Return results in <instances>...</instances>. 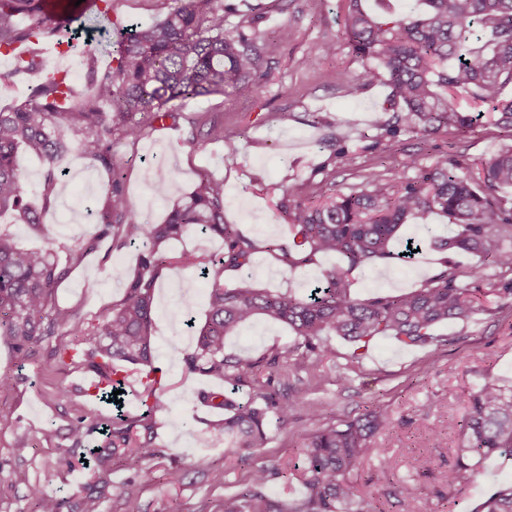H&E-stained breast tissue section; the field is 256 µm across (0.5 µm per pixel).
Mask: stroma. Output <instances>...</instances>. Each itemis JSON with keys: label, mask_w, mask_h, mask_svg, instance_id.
<instances>
[{"label": "stroma", "mask_w": 512, "mask_h": 512, "mask_svg": "<svg viewBox=\"0 0 512 512\" xmlns=\"http://www.w3.org/2000/svg\"><path fill=\"white\" fill-rule=\"evenodd\" d=\"M228 2L233 10L224 18L226 34L245 30L251 19L274 44L263 79L233 95L179 101L177 119L153 123L137 139L113 140L112 159L125 173L132 205L155 223L164 220L201 176L223 181L225 223L239 225L261 247L251 268L254 287L301 294L322 270L342 264L331 255L290 268L278 253L268 250L269 242L290 235L275 209L274 186H300L308 198L324 185L347 193L362 187L367 175L396 167L407 153L419 154L427 164L444 152L470 165L512 145V130L497 127L488 113L466 136L443 131L423 141L403 135L397 150H389L384 131L370 126L373 115L386 105L387 87L371 85L357 96L350 92L361 63L341 35L347 0ZM171 7V0H112L111 10L98 15L95 24L147 25L165 18ZM284 27L292 32L285 42L279 39ZM328 42L335 43L334 53L324 52ZM205 116L223 125V139L198 126V119ZM63 137L67 174L52 191L43 189L42 160L18 155L27 199L42 210L43 232L16 223L11 214L0 215V230L13 234L21 246L52 249L62 260L97 233L94 211L108 188L107 173L81 152L77 135L67 131ZM161 181L168 185L163 197L154 190ZM482 261L474 253H452L444 259L427 249L406 263L354 271L351 293L360 299L376 293L402 294L420 287L442 265L465 270ZM137 262V249L114 250L109 240H102L81 264L67 267L57 304L87 320L96 319L119 299L120 286L136 272ZM510 279V269L467 279V286L483 300V309L470 320L438 326V341L429 347L409 348L383 338L355 363L352 344L331 337V351L316 380L289 356L295 338L281 325L258 321L226 339L224 353L231 357L283 354L277 373L256 371L254 383L240 388V401H250L257 391L268 388L279 400L297 404L287 425L271 426L254 456L240 461L225 457L222 445L205 434L207 422L220 412L204 405L199 394L222 390L223 382L187 373L181 356L194 344L195 333L186 319H193L196 326L206 320L209 282L193 269L161 270L154 334L156 364L162 369L158 391L169 408L155 416L156 456L113 464L100 512H123V487L142 481L146 469L152 470L153 478L143 482L141 512H209L225 495L247 487L256 464L277 471L266 487L268 495L288 501L300 498L302 450L308 437L373 407L387 411L392 431L376 437L380 453L360 468L359 489L379 503L393 484L405 481L415 485L423 512H477L493 490L512 484L511 457L490 456L471 483L452 491L444 488L440 476L459 442L466 415L463 393L487 380L512 383V299L498 293L502 282ZM58 342V337H50L33 357L22 361L0 336V375L13 379L9 390H0V415L11 420L8 427H0V512H33L27 496L31 484L42 485L69 504L81 499L93 483L82 462L103 438L92 434L77 448L69 437L71 423L89 401L81 392L80 373L53 371L51 351ZM60 385L69 390L67 400L54 396ZM21 440L28 450L20 456L14 448ZM63 457L69 467H59ZM171 469L181 473L180 483H170ZM216 472L223 473V482L213 481Z\"/></svg>", "instance_id": "stroma-1"}]
</instances>
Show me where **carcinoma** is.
<instances>
[{
    "mask_svg": "<svg viewBox=\"0 0 512 512\" xmlns=\"http://www.w3.org/2000/svg\"><path fill=\"white\" fill-rule=\"evenodd\" d=\"M41 0H0V50L17 42L52 39L71 42L69 28L76 0H59L61 13L45 16ZM177 7L162 21L137 23L117 33L112 41L113 66L91 77L88 93L77 90L70 74L47 68L33 59L15 62L19 72H39L44 78L32 88L28 101L0 111V213L13 211L33 229L42 227L28 206L17 154L24 149L44 162V191L58 181L65 145L57 128L84 135L83 151L109 174V184L96 214L100 230L69 254L76 265L95 249L102 237L119 245L146 242L139 266L123 286L122 297L93 322L56 303V289L65 275L55 257L45 250H25L14 237L0 232V336L23 360L59 331L72 337L51 355L57 370H77L89 378L93 390L85 395L107 398L124 389L119 373L141 372L149 413L167 408L156 394L154 316L159 271L165 266L197 268L211 278L207 293L208 317L196 332V344L182 353L186 369L220 379L234 388L253 382L264 367L273 373L282 354L256 359L224 355V339L257 320L282 324L298 338L291 350L298 368L318 378L321 362L331 351L328 337H341L355 346L357 361L371 343L391 337L404 347H425L436 341L434 329L448 320H467L479 310L476 297L461 281L477 272L446 267L422 287L401 295L377 294L357 299L350 293L348 274L378 263L404 261L405 248L393 243L410 220L422 222L423 235L409 238L419 251L479 253L484 268L512 269V146L481 162L479 171H462L448 155L424 166L416 154H407L402 170L370 177L363 189L349 194L327 193L318 206L306 204L301 190L280 186L277 210L288 224L292 240L272 244L282 261L292 267L307 265L318 254H334L346 264L324 270L303 294L273 292L251 285L249 268L257 253L255 241L237 225L224 223V184L204 175L169 212L153 224L131 205L121 168L112 162V141L141 132L137 116L154 121L175 119L173 103L187 98L242 91L263 76L272 45L251 30L224 34V0H175ZM342 34L363 69L351 94L382 81L389 90L388 107L372 120L391 144L403 134L427 138L442 129L464 136L479 123L480 112H467L457 100L486 104L495 123L512 129V98L502 96L512 84V0H421L415 17L385 18L364 10L361 0H348ZM25 16L28 24H18ZM105 103L109 111L99 105ZM407 171L417 175L408 177ZM432 214L448 218L453 230L426 223ZM217 236L224 252L205 261L194 253L172 254L168 244L192 229ZM242 272L234 288L224 287L220 273ZM201 400L224 411L209 423L211 434L224 440V455L241 460L266 439L271 420L288 424L294 403L281 402L261 391L249 404L223 393L204 392ZM467 416L460 428L454 462L442 481L455 488L470 480L488 456L512 457V385L488 381L464 395ZM387 412L379 407L313 433L304 445V495L289 502L264 492L273 476L265 466L254 467L249 486L224 497L210 512H377L356 486L354 473L375 455L374 439L389 433ZM106 442L94 456L98 482L106 483L115 461L155 455L152 425L143 415L119 414L105 424ZM142 483L132 481L122 490L125 512H139ZM34 512H62V502L42 486L28 488ZM395 512H420L415 487L402 482L393 491ZM477 512H512V486L493 492Z\"/></svg>",
    "mask_w": 512,
    "mask_h": 512,
    "instance_id": "cac0c4a2",
    "label": "carcinoma"
}]
</instances>
